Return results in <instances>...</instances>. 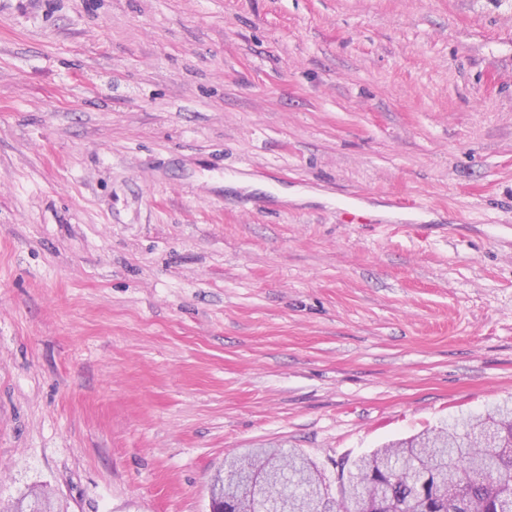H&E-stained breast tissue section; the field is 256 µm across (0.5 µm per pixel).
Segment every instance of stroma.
Here are the masks:
<instances>
[{"label": "stroma", "mask_w": 512, "mask_h": 512, "mask_svg": "<svg viewBox=\"0 0 512 512\" xmlns=\"http://www.w3.org/2000/svg\"><path fill=\"white\" fill-rule=\"evenodd\" d=\"M512 402V0L0 5V499L209 512ZM282 459V466L279 476L283 482L271 489L270 493L281 494L288 486L289 490L302 491L310 488V470L311 467L318 469L315 463L296 450H289L288 454L282 450H276ZM273 451V452H276ZM249 478V481L245 479L238 482L237 479L235 483L228 484L229 491L224 500V510L222 512H234L236 502L241 498L250 497L255 499L264 497L269 493V488L259 473ZM226 508H230V510L225 511Z\"/></svg>", "instance_id": "1"}]
</instances>
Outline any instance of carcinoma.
<instances>
[{"label":"carcinoma","mask_w":512,"mask_h":512,"mask_svg":"<svg viewBox=\"0 0 512 512\" xmlns=\"http://www.w3.org/2000/svg\"><path fill=\"white\" fill-rule=\"evenodd\" d=\"M489 434L493 444L474 443ZM283 482L270 489L261 475L228 484L224 507L234 512L242 498L281 494L310 487L311 460L295 450L280 453ZM358 481L341 490V499L318 500L313 512H343L345 501L377 488L394 512H512V406L503 404L455 432L452 441L431 431L392 442L351 463ZM221 505L213 504L214 512Z\"/></svg>","instance_id":"cac0c4a2"}]
</instances>
